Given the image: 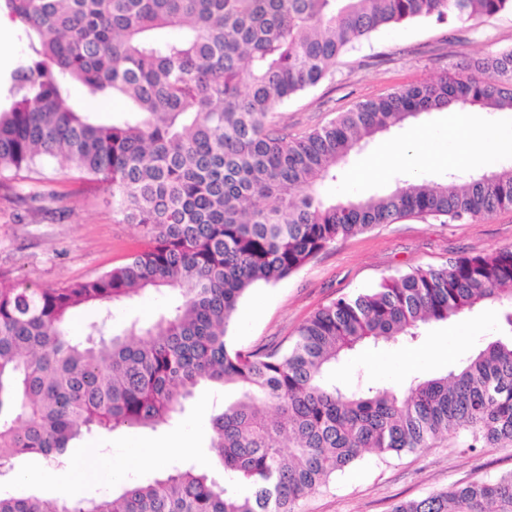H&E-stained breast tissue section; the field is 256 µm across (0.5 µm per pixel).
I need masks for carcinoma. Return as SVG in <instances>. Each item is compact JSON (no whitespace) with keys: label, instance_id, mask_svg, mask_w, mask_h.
Here are the masks:
<instances>
[{"label":"carcinoma","instance_id":"obj_1","mask_svg":"<svg viewBox=\"0 0 512 512\" xmlns=\"http://www.w3.org/2000/svg\"><path fill=\"white\" fill-rule=\"evenodd\" d=\"M503 12L512 0H0L32 50L0 107V174L47 158L93 175L144 236L123 265L93 278L48 288L0 280V476L24 455L62 464L85 433L168 426L202 381L238 390L209 421L224 484L183 465L97 499L0 493V512H301L366 452L433 448L461 432L471 451L512 447V244L340 297L286 347L245 351L227 336L247 290L339 239L405 217L466 223L512 210V165L402 179L364 200L324 193L353 151L410 118L455 105L512 111V50L361 101L301 137L279 116L382 29ZM72 82L122 99L127 117L101 124L77 111ZM148 289L174 300L153 322L108 334L112 306ZM85 305L102 320L74 336L69 316ZM481 307L496 311L501 334L444 375L350 392L329 381L360 345L413 343ZM391 512H512V473Z\"/></svg>","mask_w":512,"mask_h":512}]
</instances>
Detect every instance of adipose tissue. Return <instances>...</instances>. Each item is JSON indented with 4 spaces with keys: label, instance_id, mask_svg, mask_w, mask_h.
Wrapping results in <instances>:
<instances>
[{
    "label": "adipose tissue",
    "instance_id": "adipose-tissue-1",
    "mask_svg": "<svg viewBox=\"0 0 512 512\" xmlns=\"http://www.w3.org/2000/svg\"><path fill=\"white\" fill-rule=\"evenodd\" d=\"M512 158V113L475 112L453 107L447 121L438 127L423 128L409 137L384 145L370 160V170L383 173L389 167H405L413 178H423L427 169L443 166L466 170L475 163L485 168L499 167ZM192 450L188 437L178 436L160 447L134 444L128 446L120 460H104L111 481L129 479L139 470L156 466L169 457L185 455ZM98 478L80 467L63 470H32L17 474L19 482L47 485L64 497H78Z\"/></svg>",
    "mask_w": 512,
    "mask_h": 512
}]
</instances>
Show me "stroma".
<instances>
[{
  "label": "stroma",
  "instance_id": "obj_1",
  "mask_svg": "<svg viewBox=\"0 0 512 512\" xmlns=\"http://www.w3.org/2000/svg\"><path fill=\"white\" fill-rule=\"evenodd\" d=\"M512 50V14L464 24L414 21L384 29L356 42L332 75L280 109L291 136L299 137L334 119L358 102L385 95L402 84L429 80L442 71H458L487 54ZM30 48L20 26L0 38V101L10 99L8 77ZM384 64L370 66V59ZM442 112L422 114L417 124L431 126ZM414 124V125H417ZM405 124L390 134L374 137L352 154L337 181L324 189L331 198L368 197L388 192L402 168L377 176L367 159L390 139L409 135ZM50 182L54 200L34 208L28 192ZM141 227L123 223L112 210V198L88 177L55 173L51 164L41 172L0 179V278L31 287L59 286L101 274L123 264L137 248ZM512 244V211L499 212L476 223L443 224L427 218H408L336 241L289 277L250 288L228 328L232 344L254 349L293 337L296 328L316 309L341 296L377 287L382 278L417 266L443 267L464 252H490ZM487 310L470 313L479 328L456 343L448 327L433 325L415 343L361 347L347 355L332 372L337 384L355 386L369 381L381 386L409 383L447 373L484 347L495 335L482 328ZM233 390L198 386L184 413L168 427L84 435L73 443L70 459L85 462L122 454L125 443L138 440L160 444L178 431L190 432L194 451L181 456L184 464L212 459L209 418L212 411L233 400ZM512 472L511 448H480L466 452L455 439L440 447L422 448L384 458L364 454L327 487L302 502V512H390L394 503L419 499L450 486L478 479L493 480Z\"/></svg>",
  "mask_w": 512,
  "mask_h": 512
}]
</instances>
